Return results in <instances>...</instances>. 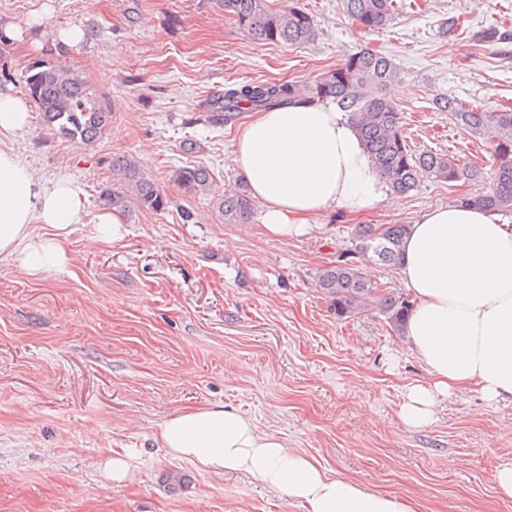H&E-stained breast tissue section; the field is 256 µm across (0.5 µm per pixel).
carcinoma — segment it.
I'll return each mask as SVG.
<instances>
[{
  "label": "carcinoma",
  "mask_w": 512,
  "mask_h": 512,
  "mask_svg": "<svg viewBox=\"0 0 512 512\" xmlns=\"http://www.w3.org/2000/svg\"><path fill=\"white\" fill-rule=\"evenodd\" d=\"M217 3L224 16L264 43L297 45L315 39L313 19L298 5L273 10L267 0ZM343 4L348 15L369 30L385 27L398 10L396 0H343ZM397 77V68L388 57L362 49L306 90L287 81L228 85L206 102L204 122L222 128L243 112H268L297 101L330 99L340 110L350 113L376 169L394 193L405 195L414 190L422 171L448 182L479 180L477 166L462 165L447 154L416 150L408 143L401 110L382 94L383 88ZM23 83L42 122L62 139L92 143L111 121V113L89 95L83 78L64 65L35 61L26 69ZM435 105L448 113L456 125L493 147L492 188L464 197L462 202L511 214L512 110L485 112L445 97L437 98ZM112 167L124 172L127 183L122 190L103 191V205L126 208L132 203L152 212L168 209L170 199L152 180L138 174L135 161L119 157L112 160ZM170 178L189 196H211L213 208L225 224H244L252 214L253 199L244 189L215 193L213 178L203 166L178 167ZM409 228L408 224H359L354 228L353 250L319 276V288L331 298L337 316L354 313L374 295L376 287L363 267L400 264ZM410 309V302L401 296L380 300L381 312L397 333L403 331Z\"/></svg>",
  "instance_id": "carcinoma-1"
}]
</instances>
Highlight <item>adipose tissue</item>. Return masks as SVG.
Instances as JSON below:
<instances>
[{"mask_svg":"<svg viewBox=\"0 0 512 512\" xmlns=\"http://www.w3.org/2000/svg\"><path fill=\"white\" fill-rule=\"evenodd\" d=\"M29 118L25 99L0 91V259L32 276L69 263L65 242L86 212L78 186L44 185L6 146ZM233 161L264 207L266 230L282 239L307 233L330 211L356 217L392 200L348 113L327 103L257 113L238 133ZM40 224L49 234L37 233ZM399 275L413 302L404 332L429 375L410 387L404 424L427 425L440 399L460 389L512 398V226L489 209L427 208L410 227ZM158 438L175 458L216 474H251L308 512H420L412 498L330 473L221 406L168 417Z\"/></svg>","mask_w":512,"mask_h":512,"instance_id":"1","label":"adipose tissue"}]
</instances>
